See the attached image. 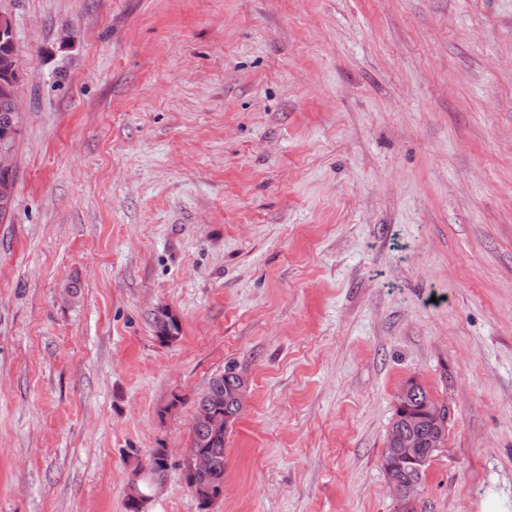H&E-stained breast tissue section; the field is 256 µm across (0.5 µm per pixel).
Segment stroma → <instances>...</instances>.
Segmentation results:
<instances>
[{"instance_id": "stroma-1", "label": "stroma", "mask_w": 512, "mask_h": 512, "mask_svg": "<svg viewBox=\"0 0 512 512\" xmlns=\"http://www.w3.org/2000/svg\"><path fill=\"white\" fill-rule=\"evenodd\" d=\"M0 512H198L197 398L249 386L211 512H396L400 387L451 415L421 512L512 502V0H0ZM162 307L181 321L160 342ZM7 44L10 53L14 59L19 56V48L13 36V28L10 19L4 15L0 16V81H6L4 86L7 99L11 102V122L21 117L20 106L16 91L17 74L13 75L16 69L15 62L9 57L7 48L2 44ZM0 96V145L4 144L8 148L16 145V140L20 131V125L14 129L10 127L8 122V114L10 113L9 102ZM5 138V140H3ZM153 328L156 337L163 343L175 341L181 334L180 319L169 308H161L154 314ZM415 385V401L411 403V409H423L428 406L433 414L437 412L444 417H448V406L439 403L423 385L418 384L415 379H410Z\"/></svg>"}]
</instances>
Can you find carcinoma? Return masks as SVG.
Returning a JSON list of instances; mask_svg holds the SVG:
<instances>
[{
	"label": "carcinoma",
	"mask_w": 512,
	"mask_h": 512,
	"mask_svg": "<svg viewBox=\"0 0 512 512\" xmlns=\"http://www.w3.org/2000/svg\"><path fill=\"white\" fill-rule=\"evenodd\" d=\"M10 113L9 102L0 96V145L11 148L16 145L20 127L12 128L8 122ZM153 328L156 337L163 343L175 341L181 334L179 317L168 308L159 309L153 316ZM237 364L230 361L224 365L219 373L222 377V390H224V406L215 411L214 419L205 427L191 429L190 446L197 451L211 456L214 467L211 473L196 475L188 470L183 471L187 486L193 491L198 501L199 512H209L215 500L224 494V437L228 426L237 420L242 408L230 400V392L238 385ZM427 407L433 413L448 416V406L439 403L426 387L415 384V401L411 408L418 410ZM169 458L165 449L156 448L148 457L147 467L163 473L168 469ZM392 466L393 477L400 484L410 480H421L424 464H410L404 461L398 451L393 447L384 449L381 458V467ZM137 496L129 495L126 499L127 512H142L148 501L150 490L146 484L141 483L133 488Z\"/></svg>",
	"instance_id": "cac0c4a2"
}]
</instances>
